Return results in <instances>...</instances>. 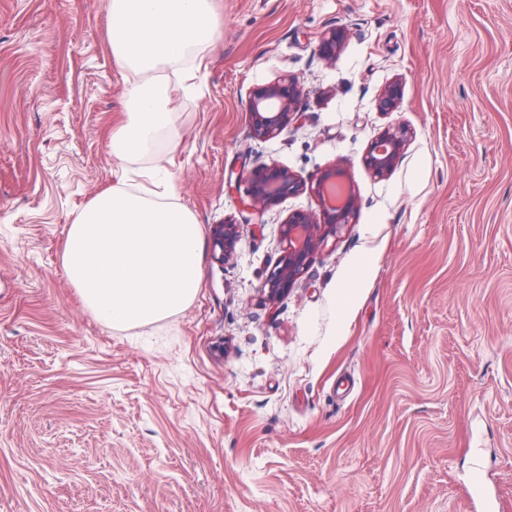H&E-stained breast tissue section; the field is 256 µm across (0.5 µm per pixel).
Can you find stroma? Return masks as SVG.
<instances>
[{"mask_svg":"<svg viewBox=\"0 0 512 512\" xmlns=\"http://www.w3.org/2000/svg\"><path fill=\"white\" fill-rule=\"evenodd\" d=\"M111 7L0 0V512H473L484 483L512 512V0H214L167 168L202 237L230 220L239 243L204 245L194 299L126 330L62 263L94 197L151 165L109 145ZM284 78L297 117L254 137V91ZM398 124L413 138L373 177ZM272 162L305 188L258 218L247 177ZM335 164L353 220L268 300L280 226L319 212ZM403 100V86L399 81L389 84L379 96L378 110L381 112H394L402 103ZM411 138L405 126L388 128L371 144L365 156V165L375 177L389 174L403 154ZM225 224H215L211 227V240L213 256L217 261H224L236 250L238 243V226L235 222L226 221Z\"/></svg>","mask_w":512,"mask_h":512,"instance_id":"obj_1","label":"stroma"}]
</instances>
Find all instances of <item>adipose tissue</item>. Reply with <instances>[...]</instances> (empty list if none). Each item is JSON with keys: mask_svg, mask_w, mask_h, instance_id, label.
Instances as JSON below:
<instances>
[{"mask_svg": "<svg viewBox=\"0 0 512 512\" xmlns=\"http://www.w3.org/2000/svg\"><path fill=\"white\" fill-rule=\"evenodd\" d=\"M112 55L137 74L123 118L110 132L119 161L153 155L174 112L165 68L217 40L211 0H112ZM133 190L117 184L100 192L67 233L62 261L84 305L115 327L153 324L182 310L200 283L202 240L195 216L174 202L172 178Z\"/></svg>", "mask_w": 512, "mask_h": 512, "instance_id": "1", "label": "adipose tissue"}]
</instances>
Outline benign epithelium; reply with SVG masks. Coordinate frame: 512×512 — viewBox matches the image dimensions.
<instances>
[{
  "label": "benign epithelium",
  "instance_id": "obj_1",
  "mask_svg": "<svg viewBox=\"0 0 512 512\" xmlns=\"http://www.w3.org/2000/svg\"><path fill=\"white\" fill-rule=\"evenodd\" d=\"M347 33L342 28L325 32L320 39L323 54L331 59L342 48ZM300 86L293 80L272 82L258 88L254 94L251 109V133L262 138L274 137L283 126L297 114ZM403 86L399 81L389 84L379 96L378 110L394 112L402 103ZM411 138L410 130L397 126L385 130L371 144L365 156V165L376 177L389 174L403 154ZM345 172L334 165L325 170L314 193L320 201V214L295 213L282 225L284 239L288 247L284 255L271 269L265 287L270 300L279 299L288 294L301 272L313 260L318 248L324 242L328 232H339L351 219L357 209V196L350 188H341L339 201L328 205L326 197L336 187V180L343 178ZM250 208L262 215L271 205L285 194L293 195L303 190V183L291 171L275 164H264L251 170ZM211 240L214 258L222 262L236 250L238 243L237 224L227 221L211 227Z\"/></svg>",
  "mask_w": 512,
  "mask_h": 512
}]
</instances>
